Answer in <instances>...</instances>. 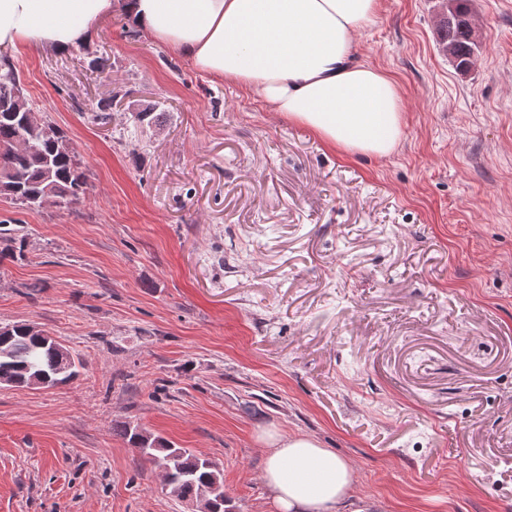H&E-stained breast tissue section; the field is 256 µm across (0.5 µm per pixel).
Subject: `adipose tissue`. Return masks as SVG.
<instances>
[{
	"instance_id": "ef3b65f1",
	"label": "adipose tissue",
	"mask_w": 512,
	"mask_h": 512,
	"mask_svg": "<svg viewBox=\"0 0 512 512\" xmlns=\"http://www.w3.org/2000/svg\"><path fill=\"white\" fill-rule=\"evenodd\" d=\"M381 0H0V55L85 43L96 23L132 27L197 71L256 95L269 111L344 154L384 158L404 133L396 83L356 62ZM262 479L279 512H340L352 465L309 436L268 434Z\"/></svg>"
}]
</instances>
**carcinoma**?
Listing matches in <instances>:
<instances>
[{
  "mask_svg": "<svg viewBox=\"0 0 512 512\" xmlns=\"http://www.w3.org/2000/svg\"><path fill=\"white\" fill-rule=\"evenodd\" d=\"M468 0H448L437 24L440 49L453 46L452 62L472 69L478 44L470 35ZM23 92L16 67L0 59V198L34 209L52 201L73 206L86 195L88 182L67 133L34 109ZM158 105L136 111L135 120L149 126L162 123ZM24 257V239L6 238L0 261ZM72 354L45 330L30 323L0 326V382L48 388L70 383L76 376ZM129 444L165 473L172 494L201 505L202 512H232L224 492L221 465L186 448H174L162 438L127 423L116 427Z\"/></svg>",
  "mask_w": 512,
  "mask_h": 512,
  "instance_id": "carcinoma-1",
  "label": "carcinoma"
}]
</instances>
